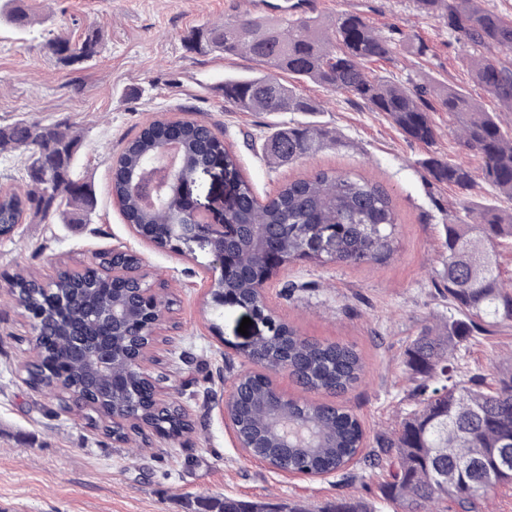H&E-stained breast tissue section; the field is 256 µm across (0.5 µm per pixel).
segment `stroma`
Instances as JSON below:
<instances>
[{
	"instance_id": "1",
	"label": "stroma",
	"mask_w": 512,
	"mask_h": 512,
	"mask_svg": "<svg viewBox=\"0 0 512 512\" xmlns=\"http://www.w3.org/2000/svg\"><path fill=\"white\" fill-rule=\"evenodd\" d=\"M251 0H22L33 27L0 26V127L24 119L64 121L82 136L76 172L93 185L97 206L87 224L45 223L24 216L16 233L0 239V512H202L206 498L327 506L348 496L373 512H394L382 496L388 465H374L377 440L398 430L418 407L406 352L424 327L454 315L443 288L446 224L463 217L455 189L429 182L422 166L435 155L480 174L482 159L460 146L452 118L432 113V145L407 138L383 113L347 94L312 82L296 91L315 110L236 112L224 101V79L251 73L248 57L232 59L192 50V30L251 15ZM322 24L343 13L374 30L404 33L391 59L368 63L382 80L428 88L453 86L487 110L498 105L470 74L473 47L450 34L443 20L416 10L412 0H313ZM79 42L98 31L100 45L79 66L59 63L46 48L47 31ZM512 129V112H499ZM163 117L209 125L234 159L229 172L200 179L201 195L219 196L236 180L258 199L316 169L368 177L388 191L400 224L398 251L383 264L324 265L300 260L282 269L266 294L270 308L304 337L353 346L364 374L340 401L361 420L366 442L360 463L319 478H287L238 448L223 415L231 382L251 368L239 350L253 322L246 312L213 307L208 250H160L141 239L109 194L111 157L148 122ZM311 122L337 135V146L277 165L262 150L272 128ZM142 258L147 282L169 306L156 331L148 371L161 398L184 405L194 430L176 442L153 439L132 448L107 439L88 410L60 411L62 394L26 384L23 364L33 356L26 315L11 299L10 279L30 272L43 282L59 271L83 269L112 249ZM461 373L492 384L512 363V321L473 334L455 355Z\"/></svg>"
}]
</instances>
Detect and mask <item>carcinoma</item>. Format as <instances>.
Listing matches in <instances>:
<instances>
[{"label": "carcinoma", "mask_w": 512, "mask_h": 512, "mask_svg": "<svg viewBox=\"0 0 512 512\" xmlns=\"http://www.w3.org/2000/svg\"><path fill=\"white\" fill-rule=\"evenodd\" d=\"M6 0L0 20L24 28L32 19ZM425 15H437L457 35L478 50L474 80L512 112V15L488 10L481 0H413ZM403 39L397 29L382 35L361 17L344 13L329 28L308 17L281 21L264 17H231L211 27L209 49L224 57L247 55L256 64L249 75L224 79V102L240 112H312L314 106L283 82L288 74L297 81L312 80L341 91L382 112L408 138L431 145L437 136L429 113L440 110L456 123L460 144L483 159L481 179L512 198V134L490 112L475 107L468 96L446 87L427 102L425 86L408 88L385 84L365 71L364 63L388 59ZM99 33L92 31L80 43L56 35L46 41L51 53L67 66L97 54ZM167 121L153 120L127 141L112 163L110 192L126 223L153 236L165 248L157 225L181 220L187 200L176 185L164 194V204L142 209L127 176L135 169L148 172L145 160L156 152L166 134ZM186 177L200 155L220 143L213 130L196 121L180 122ZM79 136L63 122H15L0 127V152L20 151L25 170L38 164L39 182H26V191L11 192L0 202V222L15 224L26 211L62 224H85L97 199L91 183L75 174ZM337 144L330 131L311 123L276 128L264 141L268 158L278 164L315 155ZM423 167L431 180L454 187L463 197L465 218L445 225L442 281L448 301L459 314L436 327H425L407 351L406 365L418 381L422 408L405 419L391 437L380 440L383 454L393 466L382 493L398 512H435L432 506L453 502L461 512H477L481 501L495 489L512 484V466L501 461V449H512V368L499 372L494 385L464 378L454 365L455 351L466 337L512 320V283L501 277L497 248L512 239V213L495 207L472 206L479 187L466 167L430 156ZM242 194L229 215L235 224H276L278 235L260 239L252 234L228 247L233 261L224 266V300L228 308L247 304L265 316L269 333L259 338L250 357L269 372L279 369L280 348L288 347V361L310 391L334 394L349 390L360 378L363 362L346 344L324 343L300 336L268 307L265 285L289 263L303 258L338 265L381 264L396 251L398 215L388 192L359 175L319 169L288 181L264 202L242 180ZM326 231L329 249L300 254L301 242ZM274 254L270 265L265 255ZM14 292L25 299V311L41 317L50 335L43 341L44 357L58 361L59 338L74 311L51 301L32 277L15 276ZM68 386L77 391L86 374L59 364ZM253 396L273 403L277 399L269 378L239 374ZM142 414L162 426L172 440L184 436L192 424L173 415H156L150 407ZM235 424L246 436L257 458L275 461L277 445L271 437L253 431L257 417L235 410ZM288 420L306 427L312 448H290L293 471L308 475L343 470L356 457L364 441L358 418L343 405L307 401L288 404ZM224 512H303L296 507L224 498ZM312 512H372L360 500L341 497Z\"/></svg>", "instance_id": "1"}]
</instances>
